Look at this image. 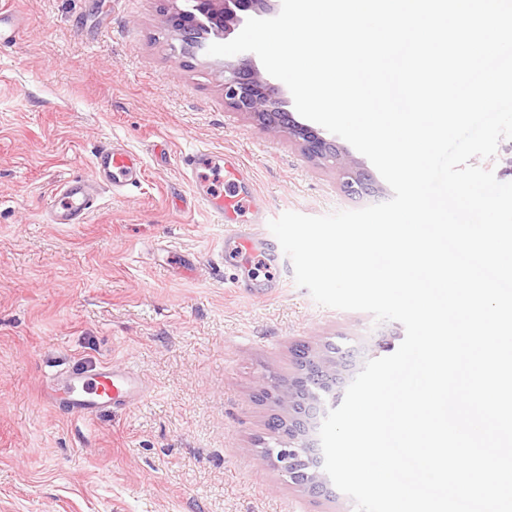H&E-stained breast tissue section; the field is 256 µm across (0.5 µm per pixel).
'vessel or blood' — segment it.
<instances>
[{
	"label": "vessel or blood",
	"instance_id": "1",
	"mask_svg": "<svg viewBox=\"0 0 512 512\" xmlns=\"http://www.w3.org/2000/svg\"><path fill=\"white\" fill-rule=\"evenodd\" d=\"M22 32L19 16L8 8H0V45L10 43ZM184 177L196 186V199L230 229L224 240V260L245 256L257 257L267 266H279L278 257L266 250L252 232L264 201L257 188L245 182V166L237 153H216L196 146L180 158ZM100 183L120 189L138 185L144 165L141 157L126 149L109 146L99 150L94 160ZM96 201L94 186L72 179L60 186L48 210L53 224L85 223ZM69 410L74 417L87 419L107 406L124 405L140 391L137 379L129 372L113 367L84 375L76 373L67 379Z\"/></svg>",
	"mask_w": 512,
	"mask_h": 512
}]
</instances>
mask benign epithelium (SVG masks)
<instances>
[{
  "mask_svg": "<svg viewBox=\"0 0 512 512\" xmlns=\"http://www.w3.org/2000/svg\"><path fill=\"white\" fill-rule=\"evenodd\" d=\"M270 9L271 0H188V9L175 14L171 25L178 32L181 51L194 55L208 47L201 35L225 39L242 23L240 13L261 14ZM224 102L275 133H288L310 158L331 164L345 192L357 194L364 189L361 173L348 153L297 121L275 96L268 79L247 61L224 64ZM348 355L349 350L338 345L308 348L298 359L296 376L265 392L267 398L286 409L287 415L278 426L282 438L262 449L263 460L278 467L292 485L313 494L326 490L327 476L321 461L314 458L310 428L317 419L321 395L333 394Z\"/></svg>",
  "mask_w": 512,
  "mask_h": 512,
  "instance_id": "7a95c632",
  "label": "benign epithelium"
}]
</instances>
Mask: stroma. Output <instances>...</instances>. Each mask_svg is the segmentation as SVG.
<instances>
[{
  "mask_svg": "<svg viewBox=\"0 0 512 512\" xmlns=\"http://www.w3.org/2000/svg\"><path fill=\"white\" fill-rule=\"evenodd\" d=\"M26 20L0 46V512H355L264 462L265 389L293 350L352 352L336 399L367 360L393 354L396 321L314 302L281 257L264 297L254 264H224V225L194 198L179 157L240 155L264 195L257 230L388 201L365 156L367 193L342 192L312 161L224 102V60L188 57L169 19L184 0H0ZM145 163L141 184L101 186L83 224L48 223L58 186L92 177L103 147ZM110 364L138 376L140 402L80 421L49 404L67 375Z\"/></svg>",
  "mask_w": 512,
  "mask_h": 512,
  "instance_id": "obj_1",
  "label": "stroma"
}]
</instances>
